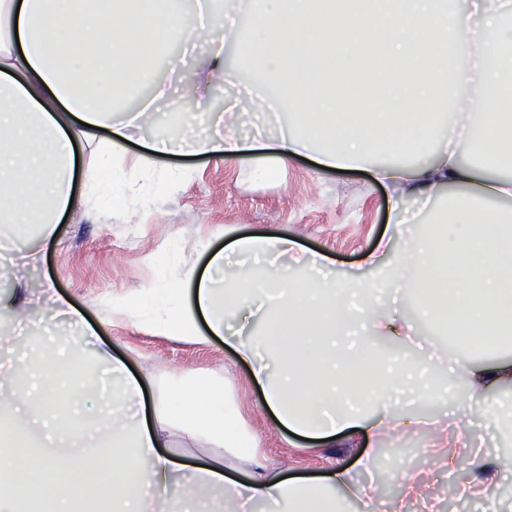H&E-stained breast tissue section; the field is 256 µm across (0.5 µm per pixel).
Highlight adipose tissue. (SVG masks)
I'll return each mask as SVG.
<instances>
[{"instance_id": "1", "label": "adipose tissue", "mask_w": 512, "mask_h": 512, "mask_svg": "<svg viewBox=\"0 0 512 512\" xmlns=\"http://www.w3.org/2000/svg\"><path fill=\"white\" fill-rule=\"evenodd\" d=\"M251 24L194 27L175 0H0V225L11 238L52 246L65 213L97 198L109 208L148 205L152 195L187 180L189 169L155 178L157 161L177 153L173 136H155L126 169L129 122H114L123 93L147 80L151 59L169 44L198 36L238 48L237 66L222 53L208 62L207 80L234 83L242 70L269 77L263 95L244 109L274 107L296 116L275 139L272 167L254 178L274 179L296 155L315 154L328 168L370 166L390 192L401 220L411 200H436L457 188L434 225L411 234L375 279L339 278L326 268L301 274L279 258L295 244L281 235H239L212 252L205 270L174 261L132 300L113 299L109 316L147 325L154 333L196 343L223 339L248 362L265 406L278 424L315 440L361 430L370 445L360 459L373 468L385 433L404 422L395 394L428 400L447 393L444 362H452L471 396L491 398L488 424L512 432V0H250ZM334 58L326 93L299 80L300 64ZM479 66L474 94L458 91L454 115L465 128L453 146L412 163L411 140H426L443 111L449 80L467 63ZM378 82L372 104L337 94L357 77ZM200 138L195 149L214 159H249L255 141L233 134ZM93 147L111 161L112 176L77 172L75 149ZM404 282L418 311L461 344L489 353L476 363L442 347L391 363L376 340L407 341L410 321L380 309L383 289ZM65 354L41 362L35 385L0 377V512H197L200 489L221 492L237 512H349L372 497L350 470L336 465L315 477L291 476L257 453L258 435L241 419L229 379L171 373L136 376L85 332L64 337ZM92 351L117 381L111 405L88 419L72 405L95 384L80 355ZM153 388L149 418L131 406ZM54 418L60 439L49 443L37 418ZM203 441L211 457L190 464L169 452L175 438ZM112 462L98 473L106 495L89 500L68 482L101 449Z\"/></svg>"}]
</instances>
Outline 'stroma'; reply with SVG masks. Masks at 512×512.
Segmentation results:
<instances>
[{
	"label": "stroma",
	"instance_id": "obj_1",
	"mask_svg": "<svg viewBox=\"0 0 512 512\" xmlns=\"http://www.w3.org/2000/svg\"><path fill=\"white\" fill-rule=\"evenodd\" d=\"M171 45L167 60L155 68L152 83L126 98L124 110L136 108L147 97L153 82H164L166 98L160 114L144 129L145 136L168 134V116L185 110H224L233 89L224 84L205 95L193 93L187 81L171 71L169 57L177 55ZM188 167L189 179L175 192L156 194L147 207L130 206L119 211L86 205L67 212L59 226L58 241L38 264L16 261L0 279V292L26 290L30 315L28 345L21 356L31 355L52 338L40 327L52 305L42 285L52 282L95 329L100 342L116 356L125 358L134 374L194 370L200 376L228 371L237 389L245 420L262 436L268 458L288 467L293 475H321L328 464L351 469L358 484L370 487L377 512H481L483 502L495 500L512 512V471L491 485L468 482L469 463L455 469L441 464L432 449L434 434L416 429L401 435L386 434L383 447L390 454L383 465L364 470L359 432L347 433L335 448L316 447L313 440L279 428L272 413L261 404L262 394L251 383L247 364L220 340L201 345L151 333L128 320L103 321L106 302L137 296L153 282L156 269L149 253L159 252L163 241H179L180 260L205 267L207 252L223 248L226 234L270 233L294 239L304 255L325 257L338 276L369 277L366 257L380 239L395 236L389 224L390 199L386 190L362 169L347 171L320 167L307 157L290 159L274 180L247 177L239 162L214 160L205 155L160 159L159 179L171 167ZM413 476L424 497L404 495V476Z\"/></svg>",
	"mask_w": 512,
	"mask_h": 512
}]
</instances>
